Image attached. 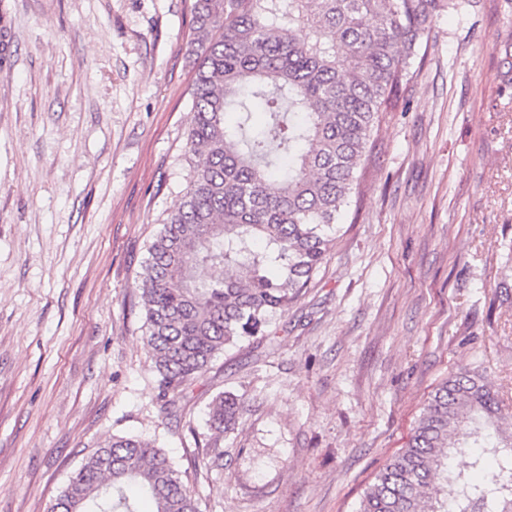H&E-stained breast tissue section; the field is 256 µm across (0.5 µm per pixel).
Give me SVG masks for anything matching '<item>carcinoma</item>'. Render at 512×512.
<instances>
[{"instance_id": "carcinoma-1", "label": "carcinoma", "mask_w": 512, "mask_h": 512, "mask_svg": "<svg viewBox=\"0 0 512 512\" xmlns=\"http://www.w3.org/2000/svg\"><path fill=\"white\" fill-rule=\"evenodd\" d=\"M469 2L194 0L189 175L138 282L163 410L299 298L333 246L380 114L409 104L431 21ZM201 266L221 275L201 279ZM207 416L210 429L234 430L236 398L218 394ZM458 455L469 471L454 469ZM142 497L154 512H199L164 449L114 435L51 512H138ZM356 512H512V418L482 373L435 390Z\"/></svg>"}]
</instances>
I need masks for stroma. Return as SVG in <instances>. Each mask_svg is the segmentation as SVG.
<instances>
[{
    "instance_id": "35a3bbf8",
    "label": "stroma",
    "mask_w": 512,
    "mask_h": 512,
    "mask_svg": "<svg viewBox=\"0 0 512 512\" xmlns=\"http://www.w3.org/2000/svg\"><path fill=\"white\" fill-rule=\"evenodd\" d=\"M193 3L0 0V512H51L115 435L164 448L200 512H356L450 373L512 413V0L434 19L300 298L161 412L136 280L186 186ZM207 424L211 430L226 433L234 430L239 422V408L236 398L219 393L208 405Z\"/></svg>"
}]
</instances>
